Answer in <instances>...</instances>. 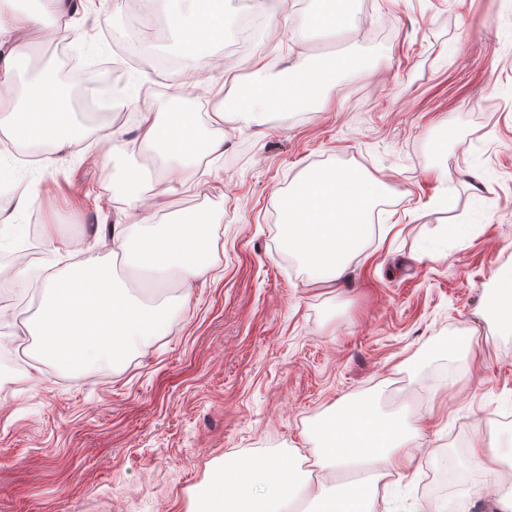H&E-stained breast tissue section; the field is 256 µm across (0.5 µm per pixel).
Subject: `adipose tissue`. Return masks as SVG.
<instances>
[{
	"instance_id": "ef3b65f1",
	"label": "adipose tissue",
	"mask_w": 512,
	"mask_h": 512,
	"mask_svg": "<svg viewBox=\"0 0 512 512\" xmlns=\"http://www.w3.org/2000/svg\"><path fill=\"white\" fill-rule=\"evenodd\" d=\"M166 21L179 38L186 62L167 111L143 112L135 138L110 142L109 155L152 153L166 161L150 192L126 184L124 208L112 215L110 259L91 249L59 247L63 268L44 279L39 307L22 329L38 337L41 357L63 371L118 364L130 353L166 335L169 307L144 300L117 281L112 260H119L142 281L157 286L179 281L189 286L213 267L218 241L216 216L197 211L176 221L164 219L166 196L191 191L204 159L224 156L225 124L258 125L272 112L322 110L326 90L342 74L366 71L368 60L340 56L323 63L306 59L284 66L282 58H251L249 77L229 83L223 64L210 48L224 38L226 22L236 18L241 0H164ZM70 0H40L35 13L0 0V76L12 79L27 69L29 48L46 20L67 21ZM286 67L285 80L269 75ZM206 85L212 106L205 115L183 110V100ZM0 124L22 144L46 145L65 152L86 134L57 72L44 70L21 91L0 96ZM387 183L364 171L322 165L306 170L281 196L282 245L305 266L313 284L329 287L346 276L348 263L369 239L371 219ZM423 432L421 421L382 413L371 394L337 401L312 428V454L320 477L302 471L294 457L231 455L215 470L197 512H289L293 502L310 500L317 512H379L389 478L412 468L411 444ZM363 462L370 482L335 487L338 471Z\"/></svg>"
}]
</instances>
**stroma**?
Listing matches in <instances>:
<instances>
[{
  "mask_svg": "<svg viewBox=\"0 0 512 512\" xmlns=\"http://www.w3.org/2000/svg\"><path fill=\"white\" fill-rule=\"evenodd\" d=\"M72 50L113 56L104 32L122 27L128 6L75 0ZM311 0H299L275 40L213 47L245 78L253 56L289 60L350 53L369 70L342 76L325 110L274 113L262 125L225 128L226 151L189 193L166 197L177 219L218 212L212 274L188 302L170 283L167 335L123 363L64 372L42 361L36 339L0 332V357L27 344L21 368L0 369V512H192L228 455L309 457L313 424L340 399L375 394L383 411L423 416L422 449L392 480L386 512H500L491 475L470 457L490 433L512 435V335L489 306L495 278L512 272V0H348L358 30L307 29ZM456 133L441 143L442 124ZM0 179L26 183L39 205L1 199L10 223L51 224L61 241L95 243L111 217L113 184L135 171L150 185L147 155L107 160L90 140L56 155L7 147ZM447 161L451 181L433 171ZM336 164L385 177L381 224L334 288L311 284L281 246L278 195L308 167ZM480 215L465 243L421 255L427 238ZM26 287L8 282L33 315L43 270L57 255L41 235L23 244ZM469 336L481 361L438 354Z\"/></svg>",
  "mask_w": 512,
  "mask_h": 512,
  "instance_id": "stroma-1",
  "label": "stroma"
}]
</instances>
